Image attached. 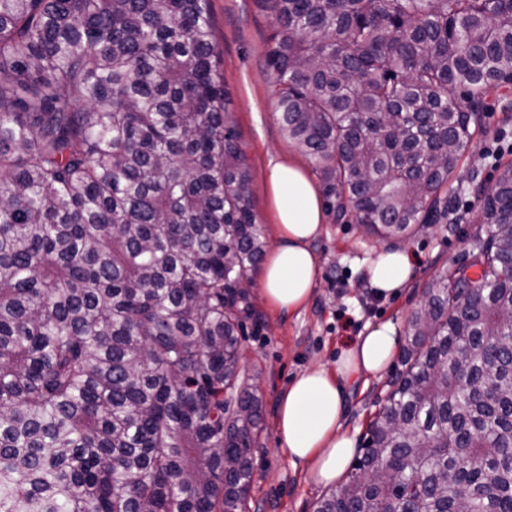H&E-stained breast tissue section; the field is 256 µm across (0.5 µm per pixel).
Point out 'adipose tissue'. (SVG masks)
<instances>
[{
  "label": "adipose tissue",
  "mask_w": 512,
  "mask_h": 512,
  "mask_svg": "<svg viewBox=\"0 0 512 512\" xmlns=\"http://www.w3.org/2000/svg\"><path fill=\"white\" fill-rule=\"evenodd\" d=\"M266 190L275 244L261 264L262 294L274 309L293 312L308 302L317 283L319 262L310 244L322 232L324 208L309 171L291 159L270 161ZM412 273L413 261L403 250L379 256L368 268L373 293L384 298L398 295ZM400 346L393 323L376 325L335 369H306L284 389L276 432L291 464L307 466L316 484L336 485L355 453L352 438L341 430L346 383L384 372Z\"/></svg>",
  "instance_id": "adipose-tissue-1"
}]
</instances>
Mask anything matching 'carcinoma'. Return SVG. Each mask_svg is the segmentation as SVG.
I'll use <instances>...</instances> for the list:
<instances>
[{
	"label": "carcinoma",
	"instance_id": "cac0c4a2",
	"mask_svg": "<svg viewBox=\"0 0 512 512\" xmlns=\"http://www.w3.org/2000/svg\"><path fill=\"white\" fill-rule=\"evenodd\" d=\"M284 136L381 238L436 224L512 0H264ZM210 0H0V512H242L268 241ZM479 282L436 279L346 484L314 512H512V166Z\"/></svg>",
	"mask_w": 512,
	"mask_h": 512
}]
</instances>
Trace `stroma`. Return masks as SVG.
<instances>
[{"instance_id": "35a3bbf8", "label": "stroma", "mask_w": 512, "mask_h": 512, "mask_svg": "<svg viewBox=\"0 0 512 512\" xmlns=\"http://www.w3.org/2000/svg\"><path fill=\"white\" fill-rule=\"evenodd\" d=\"M219 70L234 100L240 142L252 168V200L262 226L271 215L265 176L271 160L303 154L283 136L273 113L276 86L265 61L274 21L262 0H211ZM506 141L492 152L494 138ZM512 164V83L490 96L481 130L448 184V213L440 223L416 228L400 240L369 235L356 221L336 222L325 213L312 245L319 259L318 281L308 304L292 313L266 304L260 287L251 290L253 314L246 320L241 365L263 402L246 512H314L326 487L314 483L306 466H292L275 430L278 403L288 382L312 366L334 367L367 327L385 322L406 332L427 285L469 258L482 225L483 192ZM396 249L416 260L411 280L397 296L374 297L367 276L379 255ZM392 359L377 376H360L346 387L341 428L363 448L388 381L400 369Z\"/></svg>"}]
</instances>
